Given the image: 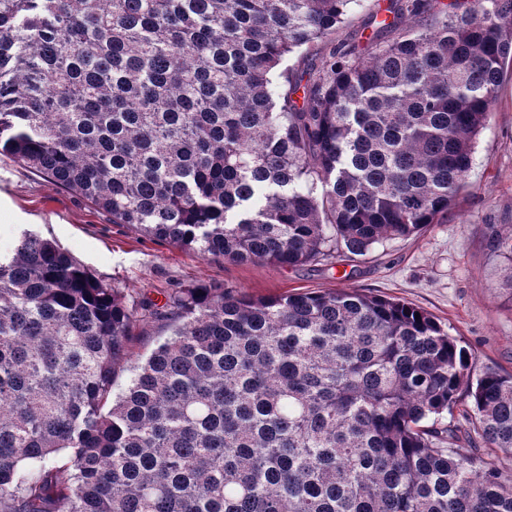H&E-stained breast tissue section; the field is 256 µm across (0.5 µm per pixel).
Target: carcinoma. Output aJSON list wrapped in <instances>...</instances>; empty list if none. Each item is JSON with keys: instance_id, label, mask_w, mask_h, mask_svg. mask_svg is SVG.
<instances>
[{"instance_id": "obj_1", "label": "carcinoma", "mask_w": 512, "mask_h": 512, "mask_svg": "<svg viewBox=\"0 0 512 512\" xmlns=\"http://www.w3.org/2000/svg\"><path fill=\"white\" fill-rule=\"evenodd\" d=\"M358 2L0 0V155L233 263L441 224L512 65V0H389L336 41ZM487 243L512 298V225ZM146 314L171 334L139 358ZM494 448L512 375L473 376L408 303L181 288L160 310L29 230L0 251V512H512Z\"/></svg>"}]
</instances>
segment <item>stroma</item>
Segmentation results:
<instances>
[{
  "mask_svg": "<svg viewBox=\"0 0 512 512\" xmlns=\"http://www.w3.org/2000/svg\"><path fill=\"white\" fill-rule=\"evenodd\" d=\"M512 224V76L503 81L475 147L469 187L453 218L365 255L339 249L322 264L272 267L201 258L113 223L81 196L0 156V249L22 230L55 241L126 303L164 306L180 288L221 284L253 296L329 289L400 299L430 313L471 355L475 374H512V302L499 286V263L486 227Z\"/></svg>",
  "mask_w": 512,
  "mask_h": 512,
  "instance_id": "35a3bbf8",
  "label": "stroma"
}]
</instances>
